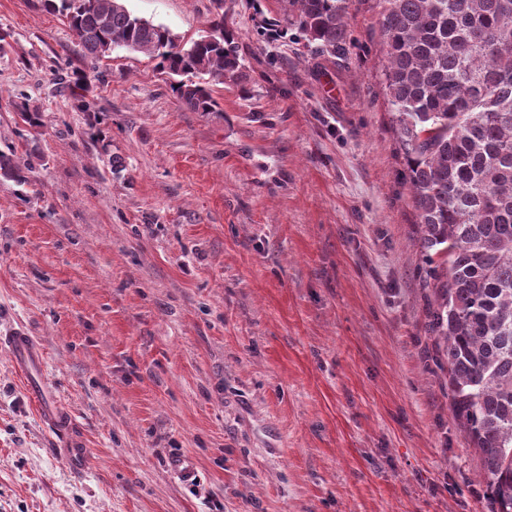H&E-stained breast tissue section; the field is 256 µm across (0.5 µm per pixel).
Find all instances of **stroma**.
Masks as SVG:
<instances>
[{"mask_svg": "<svg viewBox=\"0 0 512 512\" xmlns=\"http://www.w3.org/2000/svg\"><path fill=\"white\" fill-rule=\"evenodd\" d=\"M126 6L187 39L223 15L239 73L193 112L157 59L92 62L44 0H0V152L23 176L0 177V332L35 336L88 450L70 469L0 350V512H486L379 0H350L329 67L288 0Z\"/></svg>", "mask_w": 512, "mask_h": 512, "instance_id": "obj_1", "label": "stroma"}]
</instances>
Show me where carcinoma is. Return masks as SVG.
I'll use <instances>...</instances> for the list:
<instances>
[{
  "instance_id": "obj_1",
  "label": "carcinoma",
  "mask_w": 512,
  "mask_h": 512,
  "mask_svg": "<svg viewBox=\"0 0 512 512\" xmlns=\"http://www.w3.org/2000/svg\"><path fill=\"white\" fill-rule=\"evenodd\" d=\"M96 61L116 48L159 59L193 112L237 76L223 22L186 40L123 0H45ZM291 18L336 62L349 0H289ZM382 84L404 150L432 330L448 357L451 411L478 454L489 512H512V0H383ZM188 80H182V77ZM0 152V176L20 178Z\"/></svg>"
}]
</instances>
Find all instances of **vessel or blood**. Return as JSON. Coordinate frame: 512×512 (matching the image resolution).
<instances>
[{"label":"vessel or blood","instance_id":"vessel-or-blood-1","mask_svg":"<svg viewBox=\"0 0 512 512\" xmlns=\"http://www.w3.org/2000/svg\"><path fill=\"white\" fill-rule=\"evenodd\" d=\"M0 348L5 349L14 368L25 378L26 387L37 403L42 420L53 430L65 433L72 419L60 405L51 380L44 371V351L35 337L14 328L0 334Z\"/></svg>","mask_w":512,"mask_h":512}]
</instances>
